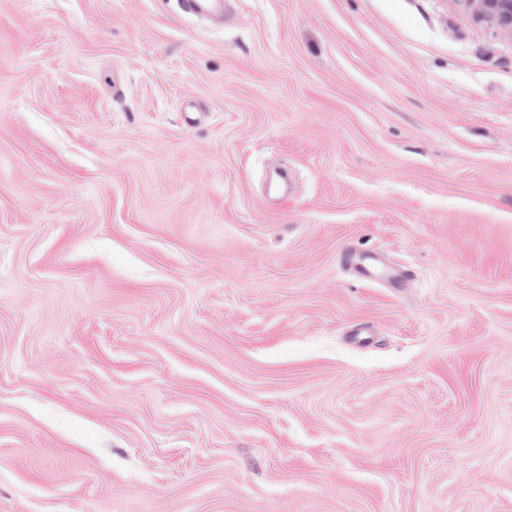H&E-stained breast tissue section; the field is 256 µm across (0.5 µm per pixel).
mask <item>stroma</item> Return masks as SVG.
I'll list each match as a JSON object with an SVG mask.
<instances>
[{"instance_id": "35a3bbf8", "label": "stroma", "mask_w": 512, "mask_h": 512, "mask_svg": "<svg viewBox=\"0 0 512 512\" xmlns=\"http://www.w3.org/2000/svg\"><path fill=\"white\" fill-rule=\"evenodd\" d=\"M174 4L0 0V512H512V33Z\"/></svg>"}]
</instances>
